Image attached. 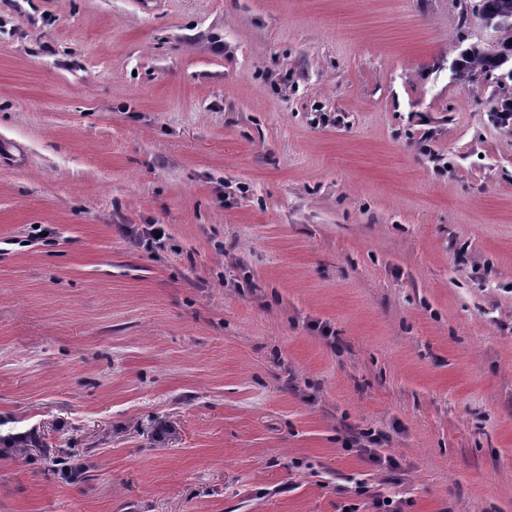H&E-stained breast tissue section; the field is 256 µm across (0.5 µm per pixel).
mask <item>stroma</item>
Masks as SVG:
<instances>
[{
	"label": "stroma",
	"mask_w": 512,
	"mask_h": 512,
	"mask_svg": "<svg viewBox=\"0 0 512 512\" xmlns=\"http://www.w3.org/2000/svg\"><path fill=\"white\" fill-rule=\"evenodd\" d=\"M475 2L0 0V433L88 466L0 458V512H512ZM24 446L37 447L40 452V457L44 460L53 462L56 466L55 472L58 478L62 481L72 484L79 482L83 479L84 474L87 472V465L79 461L75 452H69L68 459L61 461L60 453L62 448H48L49 446L39 434V428L31 427L30 429L16 434L7 436H0V457L7 456L17 448ZM71 459V460H70ZM352 441L351 446L356 447V451L360 454L366 455L368 461L373 465L390 470L399 468L398 462L392 456L381 453L378 448H370L372 446L383 447L386 437L382 433L366 430L354 437ZM364 443H367V445Z\"/></svg>",
	"instance_id": "1"
}]
</instances>
